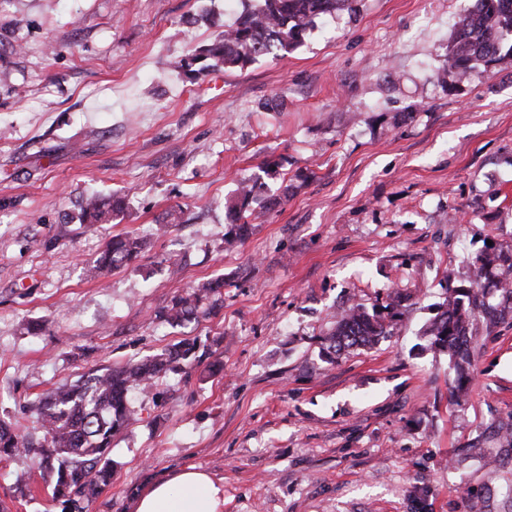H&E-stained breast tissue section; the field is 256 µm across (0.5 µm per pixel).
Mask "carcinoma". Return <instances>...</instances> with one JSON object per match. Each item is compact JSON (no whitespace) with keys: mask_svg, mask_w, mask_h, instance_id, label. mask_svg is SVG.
Masks as SVG:
<instances>
[{"mask_svg":"<svg viewBox=\"0 0 512 512\" xmlns=\"http://www.w3.org/2000/svg\"><path fill=\"white\" fill-rule=\"evenodd\" d=\"M359 0H259V5H244L233 24L214 41L191 50L175 63L177 69L209 74L231 68L243 69L267 56H284L304 43L315 20L336 12L354 13ZM474 19L461 18L448 43L446 68L462 80L478 63L486 67L512 65V0H478ZM254 187L241 184L238 202L232 208L235 237L248 235L249 206ZM122 202L105 203L88 197L80 204V221L102 224L119 213ZM144 245L125 237L110 240L93 265L97 273L136 260ZM495 278L504 305H489ZM512 245L483 252L469 268L464 284L448 288L442 308L430 321L426 335L431 346L448 353L453 363L452 394L461 399L469 392V370L480 336L512 316ZM224 280L208 281L184 295L175 297L161 317L177 325L187 319L214 315L221 306ZM401 299L371 311L355 304L336 321V328L324 337L327 350L336 354L354 347H372L392 335L401 316ZM194 359V344L181 342L146 362L92 370L74 384H60L44 392L32 410L34 426L0 420V453L10 455L22 449L38 457L41 471L56 474L55 498L69 512H84L80 501L89 500L112 479L109 454L112 440L131 418L129 395L133 388L149 386L182 362Z\"/></svg>","mask_w":512,"mask_h":512,"instance_id":"obj_1","label":"carcinoma"}]
</instances>
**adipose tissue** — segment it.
<instances>
[{"label": "adipose tissue", "instance_id": "obj_1", "mask_svg": "<svg viewBox=\"0 0 512 512\" xmlns=\"http://www.w3.org/2000/svg\"><path fill=\"white\" fill-rule=\"evenodd\" d=\"M222 505L220 487L191 466L155 482L138 499L135 512H220Z\"/></svg>", "mask_w": 512, "mask_h": 512}]
</instances>
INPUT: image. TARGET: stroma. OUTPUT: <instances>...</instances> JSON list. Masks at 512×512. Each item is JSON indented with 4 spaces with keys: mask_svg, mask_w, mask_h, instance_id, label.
<instances>
[{
    "mask_svg": "<svg viewBox=\"0 0 512 512\" xmlns=\"http://www.w3.org/2000/svg\"><path fill=\"white\" fill-rule=\"evenodd\" d=\"M474 6L360 0L285 56L193 81L172 63L232 22L224 0H0V419L29 425L53 384L196 345L193 366L131 393L89 512H134L188 466L222 512H512L495 434L512 319L481 336L462 403L425 334L475 257L512 244V69L435 78ZM244 179L252 230L233 242ZM88 194L125 207L80 223ZM126 235L140 257L93 277ZM217 278L215 316L160 319ZM398 293L393 336L326 361L346 304ZM54 481L0 455L6 512H61Z\"/></svg>",
    "mask_w": 512,
    "mask_h": 512,
    "instance_id": "obj_1",
    "label": "stroma"
}]
</instances>
